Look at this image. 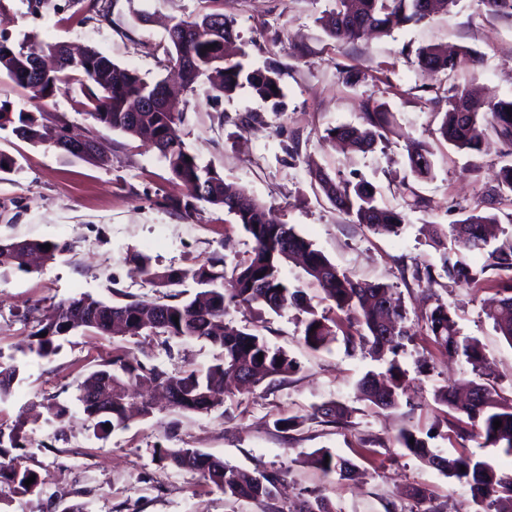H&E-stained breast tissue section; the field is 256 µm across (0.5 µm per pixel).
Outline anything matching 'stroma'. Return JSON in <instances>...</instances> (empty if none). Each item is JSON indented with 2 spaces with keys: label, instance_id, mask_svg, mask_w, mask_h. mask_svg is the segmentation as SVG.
I'll return each mask as SVG.
<instances>
[{
  "label": "stroma",
  "instance_id": "35a3bbf8",
  "mask_svg": "<svg viewBox=\"0 0 512 512\" xmlns=\"http://www.w3.org/2000/svg\"><path fill=\"white\" fill-rule=\"evenodd\" d=\"M332 6V0H105L109 17L99 20L89 16L83 0H49L37 14L27 0H0V35L13 46L92 47L150 82L169 72L171 23L206 13L233 20L249 64L282 65L281 103L272 106L247 87L215 98L201 81L180 95L177 135L200 165L214 167L276 219L294 225L336 266L390 285L406 310L409 333L399 356L407 391L401 408L386 412L361 400L357 390L358 380L383 371V364L349 345L344 334L315 350L303 340V309L276 314L258 304L234 305L225 322L255 327L298 363L297 371L247 394L228 387L223 404L208 413L159 407L124 431L95 437L77 397L86 376L116 349L173 373L207 368L214 349L187 339L168 356L157 336L121 341L78 330L59 339L54 355L41 358L27 348L33 329L24 318L28 308L43 313L81 294L114 304L153 297L157 291L135 272L133 255H145L159 268H191L215 257L230 267L247 258L252 240L221 207L202 203L188 213L176 208L181 189L157 149L97 124L86 113L79 81L59 84L44 112L96 137L108 162L75 158L0 129V153L15 162L13 171L0 173V239L64 247L33 272L0 270V362L19 369L9 394L0 397V430L19 428L22 461L44 490L42 498L24 497L1 481L0 512H62L73 503L85 512H280L314 490L335 512H468V485L396 443L404 426L429 435L438 454L470 455L512 475V455L463 432L448 407L435 401V390L478 379L481 370L443 355L422 321L427 296L445 302L462 333L481 342L498 394L512 400V345L485 313L484 301L496 291L495 272L487 271L478 288L441 276L428 289L410 275L417 263L442 266L444 247L431 225L447 229L462 210L477 206L497 214L501 224L512 221V196L495 193L498 171L512 162V151L491 132L483 152L448 147L437 132L447 104L437 97L436 77L416 66V52L427 44L454 47L462 57L446 84L449 91L512 100V16L489 14L482 0H458L449 11L391 35L349 42L330 39L318 22ZM347 70L359 73L356 85L345 84ZM369 105L393 113L387 141L371 152L341 153L327 139V128L360 125ZM410 139L433 153L432 178L413 181L405 164ZM318 169L366 181L400 209L409 199L404 186L412 184L425 205L406 209L400 234H373L335 209L314 178ZM327 401L346 407L347 421H311L313 407ZM50 402L68 406L64 421H47L44 406ZM293 417L300 418L298 427L277 428V420ZM159 445L194 448L250 472L276 471L280 483L271 501H235L195 473L162 467L154 453ZM320 448L350 460L353 477H326L308 464V455ZM414 487L424 490V500L410 497Z\"/></svg>",
  "mask_w": 512,
  "mask_h": 512
}]
</instances>
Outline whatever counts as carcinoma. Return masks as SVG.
Returning <instances> with one entry per match:
<instances>
[{"label": "carcinoma", "mask_w": 512, "mask_h": 512, "mask_svg": "<svg viewBox=\"0 0 512 512\" xmlns=\"http://www.w3.org/2000/svg\"><path fill=\"white\" fill-rule=\"evenodd\" d=\"M421 0H335V7L320 17L322 28L332 39L357 41L366 36H383L394 29L417 24L428 18L420 10ZM172 52L170 68L186 88L204 77L214 96H232L247 86L259 98L278 105L282 96V68L276 62L261 67L245 63L246 54L231 53L228 45L234 40L232 22L221 14H205L191 21L174 23L168 31ZM459 59L448 60V49L427 45L416 53L417 67L428 73L448 76L454 72ZM25 88L36 105L52 97L57 84L72 73L81 76L83 94L88 102L87 114L97 123L126 135L147 140L168 164V168L184 193L174 199L177 208L190 211L196 203L221 206L233 215L252 238L249 256L231 270L224 260L214 258L209 265L197 269H158L143 255L136 261L144 280L156 288H172L192 280L201 290L192 298H182L178 291L166 295L168 301L148 298L132 299L113 304L90 295L61 301L54 317L39 319L30 333V351L39 357L54 353L56 340L73 331L84 329L99 336L137 337L162 336L166 352L171 342L184 339L204 340L218 350L214 364L204 370L187 369L170 374L157 365H147L128 350H117L111 360L100 364L84 381L82 389L97 387L106 397V409L78 397L83 413L91 423L94 434L105 438L110 433L125 430L132 418L131 400L141 398L140 414H150L146 401L156 387L176 393L173 407L180 411L208 412L224 400V378L235 377L238 391L244 393L264 381L275 382L297 369L288 354L268 344L260 334L247 327H235L224 322L227 307L235 303L260 304L274 313L290 306L304 304V292L292 288L282 276L285 264L300 261L308 280L322 291L324 300L331 302L355 328L359 346L378 357L392 356L387 376L379 379L365 375L358 383L363 399L380 410L400 407L405 371L397 356L408 337L403 323L406 320L399 297L392 288L375 281L357 280L340 270L314 244L296 232L294 226L270 217L266 206L245 192L232 191L224 184L223 176L213 168L200 165L186 147L175 140L171 125L182 116L172 100L166 81L149 82L137 71L122 67L95 49L77 55L64 44L31 45L19 50L0 38V73ZM448 109L443 113L438 133L449 146L467 152H479L491 129L504 144L512 147V101L484 102L461 91L447 98ZM359 126H336L326 130L327 138L344 143L355 151H372L388 139L391 114L380 107L366 108ZM13 126L20 138L34 144L52 142L59 149L76 155L65 147L68 126L64 122L45 123L31 112L16 115L0 106V129ZM407 165L417 180L432 177V153L416 141L406 147ZM316 178L327 198L336 209L345 213L355 224H362L375 234H396L405 223L403 212L379 202L376 189L369 183L331 177L318 172ZM497 215L475 208L449 226L454 247L445 249L442 272L448 280L466 286L476 285L483 275L494 270L498 275L496 295L486 311L488 318L505 341L512 345V246L490 247L486 225L497 224ZM38 240L0 241V269L31 272L29 257L36 255L47 262L55 259L58 246L41 248ZM479 250L486 254L485 263L478 269L466 263L459 250ZM413 280L430 287L436 283L430 265H416ZM308 317L303 322L305 343L321 349L335 340L336 320L306 307ZM178 320H173V317ZM428 332L441 352L450 357L475 363L483 358L477 338L461 333L448 305L436 301L424 313ZM263 360H258V355ZM282 363H277V360ZM465 399L457 398L458 389L443 388L437 400L457 414V420L477 430L488 446L512 454V403L501 399L490 382L468 381L464 385ZM348 415L347 408L327 402L316 407L310 419L319 423L336 424ZM501 427L494 428V421ZM4 432L0 430V479L13 486L22 496H40L42 481L25 485L34 471L24 466L20 456H8L3 446ZM414 443H409V440ZM397 444L435 468L448 478L470 485L471 512H496L503 498L512 499V476H503L484 460L469 456L448 458L435 453L418 431L399 430ZM193 453L202 462L193 472L228 498L244 501H264L273 498L279 482L274 472L250 474L224 460L192 448L156 447L159 462L177 469L184 468V456ZM313 467L328 476L336 473L345 477L352 464L326 448L310 454ZM466 470H461V467ZM276 512H334L320 493H314L300 505Z\"/></svg>", "instance_id": "obj_1"}]
</instances>
